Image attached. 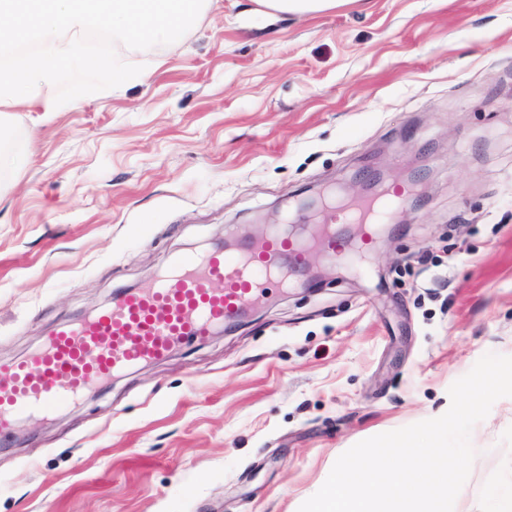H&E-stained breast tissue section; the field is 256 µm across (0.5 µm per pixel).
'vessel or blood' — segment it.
<instances>
[{
    "label": "vessel or blood",
    "instance_id": "obj_1",
    "mask_svg": "<svg viewBox=\"0 0 512 512\" xmlns=\"http://www.w3.org/2000/svg\"><path fill=\"white\" fill-rule=\"evenodd\" d=\"M404 201L400 192L356 201L329 217L318 247L349 256V248L336 240L339 224L361 225V243L371 247L376 225L388 221ZM284 252L299 260L305 248L271 235L239 252L214 247L184 256L111 305L53 330L25 361L0 364V440L27 417L51 415L127 367L204 339L258 303L269 286L287 287L288 272L275 262Z\"/></svg>",
    "mask_w": 512,
    "mask_h": 512
}]
</instances>
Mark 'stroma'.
I'll use <instances>...</instances> for the list:
<instances>
[{
	"label": "stroma",
	"mask_w": 512,
	"mask_h": 512,
	"mask_svg": "<svg viewBox=\"0 0 512 512\" xmlns=\"http://www.w3.org/2000/svg\"><path fill=\"white\" fill-rule=\"evenodd\" d=\"M118 57L137 77L12 109L0 181V362L164 264L286 222L362 169L424 191L358 265L126 370L0 446V512H298L356 443L444 414L512 356V0H349L268 14L211 0ZM461 512L512 484V398L472 429Z\"/></svg>",
	"instance_id": "1"
}]
</instances>
